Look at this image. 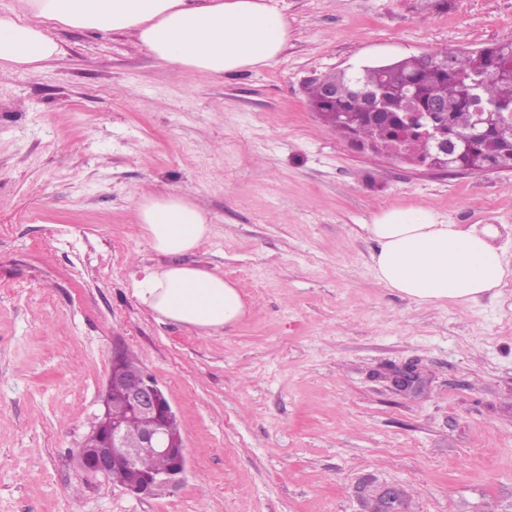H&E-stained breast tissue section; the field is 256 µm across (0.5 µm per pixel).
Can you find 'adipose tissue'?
<instances>
[{
	"label": "adipose tissue",
	"instance_id": "obj_1",
	"mask_svg": "<svg viewBox=\"0 0 512 512\" xmlns=\"http://www.w3.org/2000/svg\"><path fill=\"white\" fill-rule=\"evenodd\" d=\"M25 9L90 31L129 33L160 61L211 74H233L276 59L288 21L270 0H22ZM41 29L0 15V73L53 57ZM140 230L163 260L132 277V292L156 320L218 335L245 315L237 282L194 264L177 263L207 237L205 212L189 196L148 195L136 207ZM368 232L375 276L420 305L468 302L498 293L512 279L495 225L442 224L424 209H394Z\"/></svg>",
	"mask_w": 512,
	"mask_h": 512
}]
</instances>
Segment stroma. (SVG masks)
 I'll list each match as a JSON object with an SVG mask.
<instances>
[{
	"label": "stroma",
	"mask_w": 512,
	"mask_h": 512,
	"mask_svg": "<svg viewBox=\"0 0 512 512\" xmlns=\"http://www.w3.org/2000/svg\"><path fill=\"white\" fill-rule=\"evenodd\" d=\"M270 64L173 68L132 36L23 15L59 52L0 80V512H512V281L419 305L383 287L366 229L424 208L512 229V172L360 152L306 87L329 72L512 42V0H273ZM190 192L212 231L189 254L238 282L223 335L132 296L159 261L142 193ZM162 387L186 446L150 498L76 456L114 350ZM417 365L419 392L386 366Z\"/></svg>",
	"instance_id": "1"
}]
</instances>
